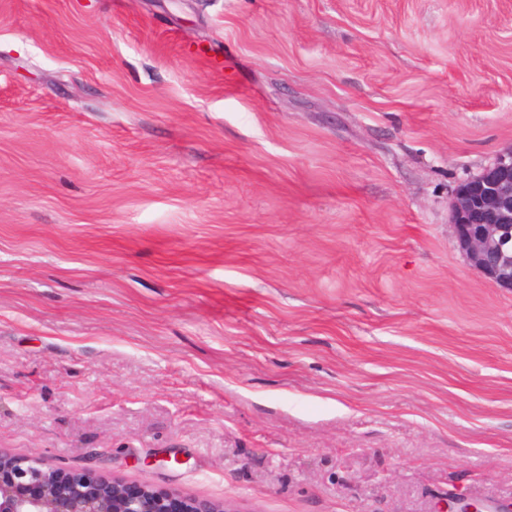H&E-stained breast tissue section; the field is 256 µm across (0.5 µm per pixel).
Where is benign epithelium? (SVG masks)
Wrapping results in <instances>:
<instances>
[{"mask_svg": "<svg viewBox=\"0 0 512 512\" xmlns=\"http://www.w3.org/2000/svg\"><path fill=\"white\" fill-rule=\"evenodd\" d=\"M451 226L468 264L512 289V146L454 192ZM0 512H235L223 501L182 497L108 480L91 471L46 466L0 452Z\"/></svg>", "mask_w": 512, "mask_h": 512, "instance_id": "1", "label": "benign epithelium"}]
</instances>
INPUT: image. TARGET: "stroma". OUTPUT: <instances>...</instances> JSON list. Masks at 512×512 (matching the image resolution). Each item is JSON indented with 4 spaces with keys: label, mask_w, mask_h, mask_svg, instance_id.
<instances>
[{
    "label": "stroma",
    "mask_w": 512,
    "mask_h": 512,
    "mask_svg": "<svg viewBox=\"0 0 512 512\" xmlns=\"http://www.w3.org/2000/svg\"><path fill=\"white\" fill-rule=\"evenodd\" d=\"M509 145L512 0H0V450L512 503V291L450 225Z\"/></svg>",
    "instance_id": "stroma-1"
}]
</instances>
